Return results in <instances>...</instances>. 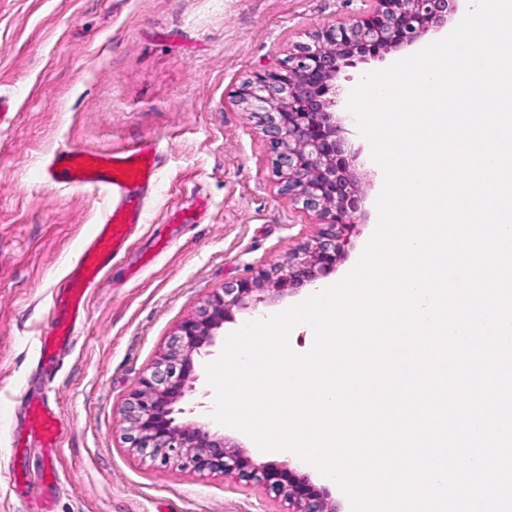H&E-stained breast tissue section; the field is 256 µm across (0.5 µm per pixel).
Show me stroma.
Instances as JSON below:
<instances>
[{
	"label": "stroma",
	"mask_w": 512,
	"mask_h": 512,
	"mask_svg": "<svg viewBox=\"0 0 512 512\" xmlns=\"http://www.w3.org/2000/svg\"><path fill=\"white\" fill-rule=\"evenodd\" d=\"M373 8V0H0V94L13 102L0 118V417L32 386L54 286L109 206L103 193L47 182L40 170L63 147L163 145L145 221L92 293L49 383L69 427L54 512H288L287 502L236 477L143 457L123 438L121 408L205 299L226 282L286 266L317 230L318 217L281 194L269 143L238 88L278 68L310 33ZM414 52L346 68L338 82L336 118L361 149L350 171L366 218L335 271L224 323L194 356L177 423L208 425L255 462L299 466L216 421L207 367L231 333L356 265L377 226L381 181L349 97L366 74Z\"/></svg>",
	"instance_id": "stroma-1"
}]
</instances>
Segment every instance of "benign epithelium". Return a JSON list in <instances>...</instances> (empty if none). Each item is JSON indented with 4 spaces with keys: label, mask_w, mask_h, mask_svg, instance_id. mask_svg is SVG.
<instances>
[{
    "label": "benign epithelium",
    "mask_w": 512,
    "mask_h": 512,
    "mask_svg": "<svg viewBox=\"0 0 512 512\" xmlns=\"http://www.w3.org/2000/svg\"><path fill=\"white\" fill-rule=\"evenodd\" d=\"M456 9V0H375L370 14L321 28L279 70L242 84L239 99L260 115L281 191L323 222L314 239L293 250L287 267L226 283L181 322L167 352L124 403L130 447L163 464L234 475L288 502V512H335L329 494L307 475L274 463L257 464L206 425L176 424L173 405L184 396L193 355L214 343L215 331L233 319L234 311L257 309L269 291L283 295L315 284L335 267L346 231L364 216L350 173V151L329 98L344 68L422 43Z\"/></svg>",
    "instance_id": "benign-epithelium-1"
}]
</instances>
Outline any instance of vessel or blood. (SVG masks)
Returning a JSON list of instances; mask_svg holds the SVG:
<instances>
[{"instance_id": "1", "label": "vessel or blood", "mask_w": 512, "mask_h": 512, "mask_svg": "<svg viewBox=\"0 0 512 512\" xmlns=\"http://www.w3.org/2000/svg\"><path fill=\"white\" fill-rule=\"evenodd\" d=\"M159 146L144 141L135 147L107 154L73 148L57 150L42 169L46 181L69 188H92L105 193L111 205L99 224L89 230L78 259L53 291L51 322L40 338V360L50 368L66 357L77 328L86 317L90 294L142 224L145 212L140 197L156 183ZM21 435L26 447L37 448L43 470L29 478L26 470L10 467V481L22 502L37 501L35 512H50L60 486L55 466L67 425L48 388L26 396L19 403L8 428Z\"/></svg>"}]
</instances>
